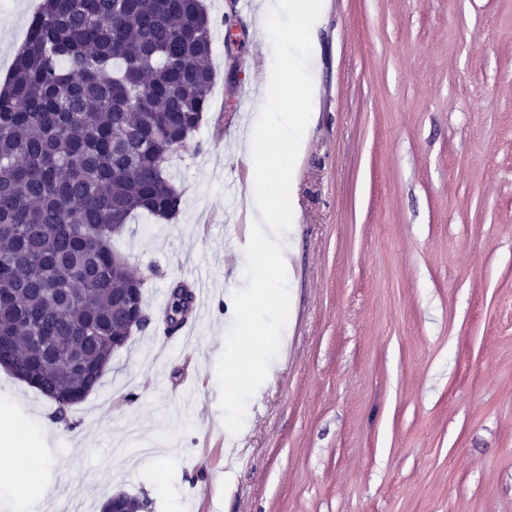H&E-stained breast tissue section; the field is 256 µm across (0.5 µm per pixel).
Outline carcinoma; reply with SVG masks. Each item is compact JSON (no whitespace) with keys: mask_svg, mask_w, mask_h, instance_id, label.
<instances>
[{"mask_svg":"<svg viewBox=\"0 0 512 512\" xmlns=\"http://www.w3.org/2000/svg\"><path fill=\"white\" fill-rule=\"evenodd\" d=\"M212 48L203 0H43L0 87V366L69 429L129 335L115 239L180 211L166 164L210 110ZM193 303L171 294L170 325Z\"/></svg>","mask_w":512,"mask_h":512,"instance_id":"carcinoma-1","label":"carcinoma"}]
</instances>
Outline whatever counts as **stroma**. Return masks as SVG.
Here are the masks:
<instances>
[{
  "label": "stroma",
  "instance_id": "1",
  "mask_svg": "<svg viewBox=\"0 0 512 512\" xmlns=\"http://www.w3.org/2000/svg\"><path fill=\"white\" fill-rule=\"evenodd\" d=\"M41 0H0V84ZM257 0H206L211 109L167 168L172 222L116 240L148 309L207 275L190 336L151 318L55 405L0 368V428L44 463L36 512H512V0H326L297 159L289 329L238 434L215 367L244 287L241 88L273 62ZM240 66L224 65L225 17Z\"/></svg>",
  "mask_w": 512,
  "mask_h": 512
}]
</instances>
